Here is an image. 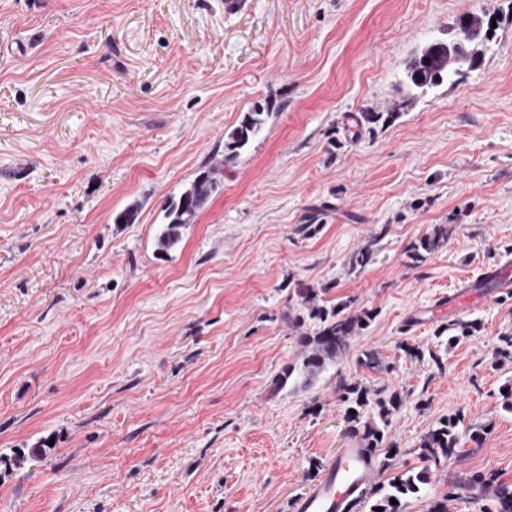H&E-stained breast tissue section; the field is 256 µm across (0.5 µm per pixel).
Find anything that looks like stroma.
I'll return each mask as SVG.
<instances>
[{"mask_svg": "<svg viewBox=\"0 0 512 512\" xmlns=\"http://www.w3.org/2000/svg\"><path fill=\"white\" fill-rule=\"evenodd\" d=\"M468 14L496 22L479 64L400 102L412 52ZM0 38V512H291L361 439L347 385L401 398L377 485L461 418L460 457L403 512L477 471L512 485V290L429 312L512 265V0H0ZM266 104L160 253L168 199ZM309 292L371 318L312 386L270 393L319 326Z\"/></svg>", "mask_w": 512, "mask_h": 512, "instance_id": "stroma-1", "label": "stroma"}]
</instances>
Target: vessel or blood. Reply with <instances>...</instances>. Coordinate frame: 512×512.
Listing matches in <instances>:
<instances>
[{
    "instance_id": "b4317fda",
    "label": "vessel or blood",
    "mask_w": 512,
    "mask_h": 512,
    "mask_svg": "<svg viewBox=\"0 0 512 512\" xmlns=\"http://www.w3.org/2000/svg\"><path fill=\"white\" fill-rule=\"evenodd\" d=\"M371 456L365 448H344L330 458L315 491L293 506V512H341L352 490L366 481Z\"/></svg>"
}]
</instances>
